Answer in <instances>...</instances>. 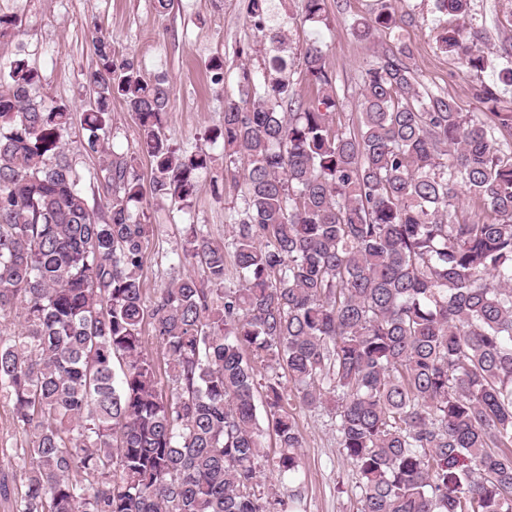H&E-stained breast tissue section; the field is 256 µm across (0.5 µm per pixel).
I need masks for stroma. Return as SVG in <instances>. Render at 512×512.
Returning <instances> with one entry per match:
<instances>
[{"label": "stroma", "instance_id": "stroma-1", "mask_svg": "<svg viewBox=\"0 0 512 512\" xmlns=\"http://www.w3.org/2000/svg\"><path fill=\"white\" fill-rule=\"evenodd\" d=\"M248 0H173L158 11L154 0H0V13L22 20L19 35L0 43V61L23 57L41 76L40 95L81 111L88 97L85 78L94 69L93 37L107 38L117 60L135 62L147 79L169 83L170 101L164 132L171 145L197 147L221 155L222 145L209 135L223 122L224 102L241 93L240 51L254 40L247 18ZM303 0H272L270 23L284 29V46L267 44L265 54L284 52L291 59V79L301 96L313 91L305 80L299 53L312 41L326 50L325 63L344 95L346 117H355L356 98L366 63L377 52L391 49L392 40L380 33L371 41L353 36L354 18L375 8V0H326L322 21L300 23ZM397 14L406 16L401 30L411 50L409 64L422 88L455 99L460 111H479L469 87L480 74L468 71L444 53L437 41L441 28L453 25L454 16L441 13L435 0H394ZM474 31L490 52L491 70H499L496 50L512 35V0H471ZM224 57V79L213 83L205 64L214 54ZM222 166L202 175L193 216L211 237L224 240V215L241 209L243 198L234 190L217 195L213 180ZM147 220L154 237L143 259V293L153 299L159 288L176 275L172 264L181 242L184 222L169 203L150 201ZM303 436L301 492L304 512H358L359 476L336 443L335 420L327 409L296 412Z\"/></svg>", "mask_w": 512, "mask_h": 512}]
</instances>
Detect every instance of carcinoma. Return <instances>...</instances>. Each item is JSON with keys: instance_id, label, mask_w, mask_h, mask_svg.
I'll return each instance as SVG.
<instances>
[{"instance_id": "cac0c4a2", "label": "carcinoma", "mask_w": 512, "mask_h": 512, "mask_svg": "<svg viewBox=\"0 0 512 512\" xmlns=\"http://www.w3.org/2000/svg\"><path fill=\"white\" fill-rule=\"evenodd\" d=\"M436 3L462 20L441 49L486 71L470 0ZM324 12L304 0L303 20ZM247 14L253 52L285 43L267 31L269 0H248ZM404 23L380 0L351 29L368 40ZM18 32L0 14V39ZM93 48L81 126L84 152L102 160L94 208L61 142L73 113L36 93L25 59L0 64V319L17 321L0 324V399L25 436L0 448L20 480L0 477V498L13 512H294L298 490L260 482L268 462L299 477L291 395L331 405L360 512H512V43L471 87L484 108L473 113L421 89L407 44L383 51L347 125L321 45L302 52L310 99L285 56L261 80L243 65L244 92L224 101L211 139L244 206L226 215L224 243L189 224L175 255L191 271L149 303L147 197L193 219L216 158L168 142L165 80L115 62L107 41ZM116 98L139 129L136 153L110 149Z\"/></svg>"}]
</instances>
